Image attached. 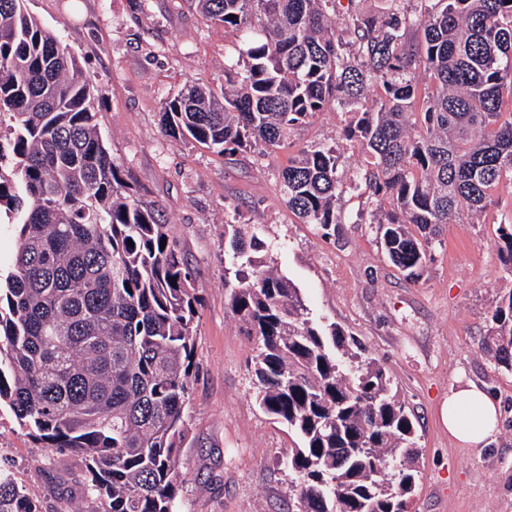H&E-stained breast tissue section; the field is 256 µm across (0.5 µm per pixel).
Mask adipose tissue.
Returning a JSON list of instances; mask_svg holds the SVG:
<instances>
[{
    "label": "adipose tissue",
    "instance_id": "ef3b65f1",
    "mask_svg": "<svg viewBox=\"0 0 512 512\" xmlns=\"http://www.w3.org/2000/svg\"><path fill=\"white\" fill-rule=\"evenodd\" d=\"M500 410L489 393L466 383L448 396V433L471 448L484 445L498 429Z\"/></svg>",
    "mask_w": 512,
    "mask_h": 512
}]
</instances>
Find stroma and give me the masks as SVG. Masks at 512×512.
<instances>
[{"label": "stroma", "instance_id": "stroma-1", "mask_svg": "<svg viewBox=\"0 0 512 512\" xmlns=\"http://www.w3.org/2000/svg\"><path fill=\"white\" fill-rule=\"evenodd\" d=\"M26 7L90 75L113 158L137 197L160 205L195 272L203 306L178 512H288L295 502L282 463L294 442L255 402L254 342L228 307V223L262 229L312 317L357 342L413 410L420 473L412 512H512V372L482 350L487 312L512 284L496 247L499 226L512 222V184L481 219L463 215L445 225L424 281L409 282L385 255L367 198L346 194L326 231L301 223L283 200L289 156L341 140L343 114L322 113L289 148L233 156L161 135L162 101L195 78L221 90L233 55L232 34L187 0H28ZM466 382L501 409L497 433L480 449L450 439L444 421L449 394ZM0 459L41 512H88L80 459L35 447L6 412Z\"/></svg>", "mask_w": 512, "mask_h": 512}]
</instances>
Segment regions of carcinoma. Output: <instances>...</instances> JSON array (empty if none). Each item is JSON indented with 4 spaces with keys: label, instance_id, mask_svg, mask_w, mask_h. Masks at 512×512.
Segmentation results:
<instances>
[{
    "label": "carcinoma",
    "instance_id": "carcinoma-1",
    "mask_svg": "<svg viewBox=\"0 0 512 512\" xmlns=\"http://www.w3.org/2000/svg\"><path fill=\"white\" fill-rule=\"evenodd\" d=\"M0 0V224L17 247L0 280V409L40 448L83 459L98 512H177L187 481L200 301L171 235L127 185L102 135L94 85L26 8ZM236 37L224 93L188 80L161 106L164 137L219 154L281 149L328 110L365 168L345 179L338 145L300 149L288 209L322 229L352 191L392 265L419 282L446 224L482 214L512 181V0H188ZM231 312L255 344L260 409L298 439L285 464L296 512H408L414 416L390 377L310 317L257 253L262 233L224 225ZM165 247H160L161 241ZM134 246H129V243ZM498 254L512 278V224ZM483 349L512 371V288L488 312ZM0 512H39L0 464Z\"/></svg>",
    "mask_w": 512,
    "mask_h": 512
}]
</instances>
